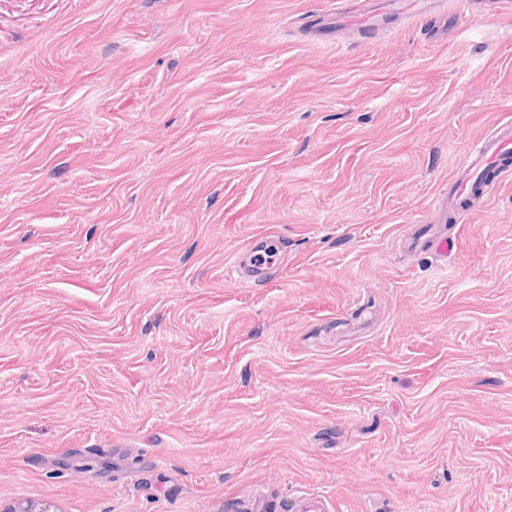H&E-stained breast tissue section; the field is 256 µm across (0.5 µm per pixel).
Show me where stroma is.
I'll return each instance as SVG.
<instances>
[{
	"label": "stroma",
	"mask_w": 512,
	"mask_h": 512,
	"mask_svg": "<svg viewBox=\"0 0 512 512\" xmlns=\"http://www.w3.org/2000/svg\"><path fill=\"white\" fill-rule=\"evenodd\" d=\"M363 2L0 0V512H512V11ZM436 0H370V6L359 13L344 12L331 19L337 32L357 30L362 32L379 31L381 20L396 13H422ZM512 154V118L497 120L491 129L468 151L463 164L448 180V190L434 205L436 222L443 224L451 214L454 221L472 215L477 204L488 197L510 172L507 164ZM500 168L499 179L488 180L486 172ZM464 204V206H463ZM260 239L258 243L251 242L247 246L244 259L241 261L244 271L235 269L241 278L254 283L264 281L279 266L284 252L277 236L267 233ZM265 256H269L270 259H263Z\"/></svg>",
	"instance_id": "1"
}]
</instances>
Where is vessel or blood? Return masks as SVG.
<instances>
[{"instance_id":"obj_1","label":"vessel or blood","mask_w":512,"mask_h":512,"mask_svg":"<svg viewBox=\"0 0 512 512\" xmlns=\"http://www.w3.org/2000/svg\"><path fill=\"white\" fill-rule=\"evenodd\" d=\"M432 0H370L367 9L359 13L344 12L332 19L337 31L357 30L376 32L381 20L396 13H422ZM512 158V118L496 121L491 129L468 151L463 164L448 181V189L437 199L434 214L437 222L447 219L461 221L472 215L480 201L496 188V181L487 179L489 170L498 168L508 171V159ZM283 246L272 234L263 235L261 240L249 244L242 261L243 278L261 282L281 262Z\"/></svg>"}]
</instances>
